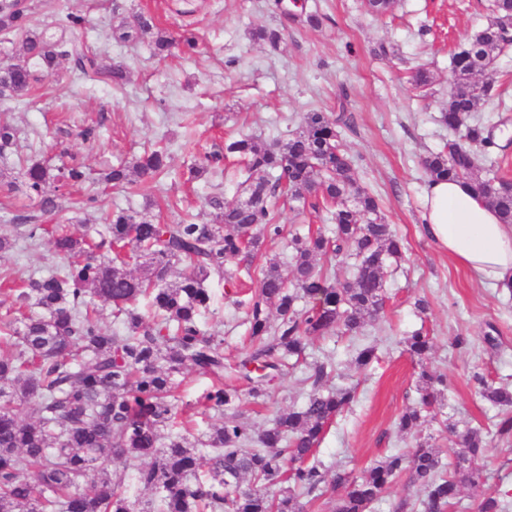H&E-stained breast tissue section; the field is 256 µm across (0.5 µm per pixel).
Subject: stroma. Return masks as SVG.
<instances>
[{
	"label": "stroma",
	"mask_w": 512,
	"mask_h": 512,
	"mask_svg": "<svg viewBox=\"0 0 512 512\" xmlns=\"http://www.w3.org/2000/svg\"><path fill=\"white\" fill-rule=\"evenodd\" d=\"M305 2L319 14V27L286 22L274 0H27L38 31L56 40L80 38L101 59L124 61L129 76L120 87L91 85L71 76L63 62L52 71L37 70V92L8 112L19 134L11 153L0 158V235L12 243L0 252V274L24 276L57 262L47 240L28 239L27 215L78 234L83 225L106 223L113 210L139 211L152 199L160 204L161 222L176 223L188 211L209 221L208 197L220 192L237 200L239 178L211 169L183 182L182 173L195 161L240 133L287 141L301 131L305 113H328L353 157L359 186L379 198L386 223L404 239L406 251L386 275L384 311L364 330L377 346V361L358 367L346 335L319 338L309 347L311 356L335 358L330 385L358 388L357 403L337 417L319 447L326 480L334 482L340 469L362 475L391 449L415 448L420 438L443 463L454 462L446 430L453 423L482 428L487 439L484 454L474 461L485 482L478 490L463 488L462 505L481 494L512 502V435H497L502 410L471 381L479 371L512 387V295L459 266L422 228V160L456 138L439 121L448 101L450 57L492 18L493 0H398L393 14L382 18L369 14L366 0ZM138 12L151 15L167 34L194 37L195 49L162 58L154 55L150 38L115 40L112 30ZM67 13L81 19L68 34L56 24L57 15ZM258 26L279 30L278 46L253 42L250 33ZM418 68L430 80L423 92L410 82ZM497 70L500 101L476 112L483 123L499 127V147L484 155L482 167L512 179V50L499 56ZM86 128L95 132L88 141L81 137ZM154 145L169 148L176 177L137 195L101 182L113 164ZM30 158L52 166L83 164L88 181L76 196L84 207L75 210L66 202L41 212L20 175L22 160ZM277 222L283 237L262 254L226 263L227 275L245 278L270 258L289 273L288 234L307 233L323 220L312 209L284 203ZM208 288L211 305L200 326L221 336L227 361H235L248 344L244 313L225 295L222 280L211 279ZM420 299L429 303L423 314L415 308ZM420 327L433 338L421 362L404 345L407 334ZM460 336L465 346L457 345ZM424 369L445 373L448 389L417 434H405L398 418L417 400ZM300 376V370L290 371L270 397H242L238 412L262 427L268 416L301 406L307 387Z\"/></svg>",
	"instance_id": "35a3bbf8"
}]
</instances>
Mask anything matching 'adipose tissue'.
Masks as SVG:
<instances>
[{"label":"adipose tissue","mask_w":512,"mask_h":512,"mask_svg":"<svg viewBox=\"0 0 512 512\" xmlns=\"http://www.w3.org/2000/svg\"><path fill=\"white\" fill-rule=\"evenodd\" d=\"M423 220L427 236L461 266L492 287H512V224L501 223L465 182L429 184Z\"/></svg>","instance_id":"obj_1"}]
</instances>
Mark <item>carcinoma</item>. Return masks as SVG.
<instances>
[{
	"instance_id": "1",
	"label": "carcinoma",
	"mask_w": 512,
	"mask_h": 512,
	"mask_svg": "<svg viewBox=\"0 0 512 512\" xmlns=\"http://www.w3.org/2000/svg\"><path fill=\"white\" fill-rule=\"evenodd\" d=\"M155 28L153 17L141 13L122 26L119 38L150 35L156 54L165 57L174 39ZM511 29L512 0H495L493 19L452 57L453 86L441 121L462 132V142L424 160L428 180L469 181L504 224H512V179L478 174L479 152L494 141L472 112L499 97L495 64ZM0 30L21 36L27 55L0 65V93L16 103L37 81L30 59L48 69L67 59L85 81L120 86L126 80L124 63L104 65L78 40L65 43L34 31L22 0H0ZM16 139L14 126L0 124V157ZM224 152L243 165L244 202L212 194L213 224L186 219L162 224L120 209L103 228L91 225L80 237L63 224L28 225V238H48L63 265L22 279L23 286L12 293L14 315L0 319V333L16 339L15 352L0 355V512H304L300 497H320L325 473L317 449L336 416L357 401V388L326 386L335 371L332 361L309 362L305 381L311 390L304 404L257 431L236 409L240 390L224 378L243 381L249 394L264 397L289 361L305 356L312 338L338 329L356 335L382 311L387 262L401 255L403 244L379 216L378 199L357 185L353 158L326 113H306L302 131L285 143L243 135L224 145ZM173 172L165 148L112 167L103 180L134 194ZM22 174L44 212L59 207L57 198L45 195L46 186L58 190L85 179L80 165L32 159ZM313 186L318 195L311 207L330 209L336 230L330 237L319 231L292 236L291 276L273 259L259 269L255 292L237 301L245 309L252 345L228 366L224 340L199 326L211 302L206 282L224 277L226 262L281 236L272 199L306 204ZM140 253L150 256V264L135 275L127 266ZM344 256L358 264L352 280L336 285L318 263ZM176 262L186 268L173 280ZM143 297L153 310L149 321L137 312ZM301 298L310 306L299 310ZM99 302L112 304L125 332L99 323ZM405 344L417 358L433 348L432 337L421 329ZM188 368L212 378L205 405L221 416L201 436L185 424L176 426V377ZM472 381L492 405L512 406L508 388L489 383L480 372ZM420 382L418 401L399 417L402 431L416 430L448 388L447 375L436 371L421 372ZM30 400L38 407L35 423L18 415V407ZM448 433L460 445L454 472L442 473L439 453L425 442L410 451L396 449L362 476L336 473L342 494L332 512H374L403 475L423 493L422 512H447L459 503L462 486L483 483V471L469 462L486 448L478 429L450 425ZM204 460L206 480L198 475ZM116 462L133 469L153 497L131 500L112 469Z\"/></svg>"
}]
</instances>
